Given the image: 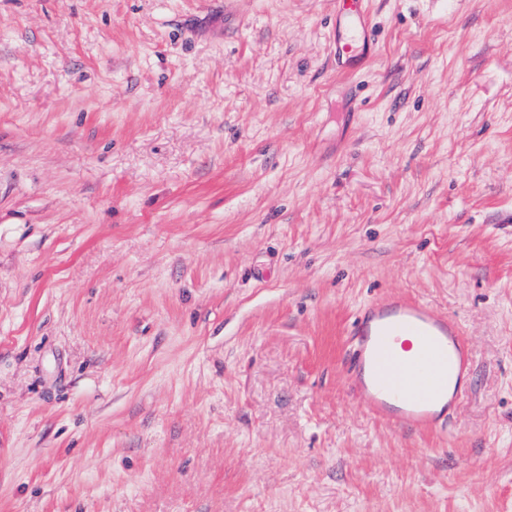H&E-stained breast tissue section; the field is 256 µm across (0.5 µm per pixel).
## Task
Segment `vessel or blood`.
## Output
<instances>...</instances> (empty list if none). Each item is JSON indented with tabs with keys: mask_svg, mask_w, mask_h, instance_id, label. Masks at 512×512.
<instances>
[{
	"mask_svg": "<svg viewBox=\"0 0 512 512\" xmlns=\"http://www.w3.org/2000/svg\"><path fill=\"white\" fill-rule=\"evenodd\" d=\"M351 336L350 382L360 404L405 433L437 429L472 373L459 324L396 296L363 308Z\"/></svg>",
	"mask_w": 512,
	"mask_h": 512,
	"instance_id": "vessel-or-blood-1",
	"label": "vessel or blood"
}]
</instances>
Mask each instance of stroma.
Returning a JSON list of instances; mask_svg holds the SVG:
<instances>
[{
    "instance_id": "obj_1",
    "label": "stroma",
    "mask_w": 512,
    "mask_h": 512,
    "mask_svg": "<svg viewBox=\"0 0 512 512\" xmlns=\"http://www.w3.org/2000/svg\"><path fill=\"white\" fill-rule=\"evenodd\" d=\"M0 0V512H512V0ZM457 320L404 434L353 317ZM350 384L360 404L404 432L437 430L472 373L470 351L456 321L399 296L355 316ZM416 343L411 357L398 345Z\"/></svg>"
}]
</instances>
